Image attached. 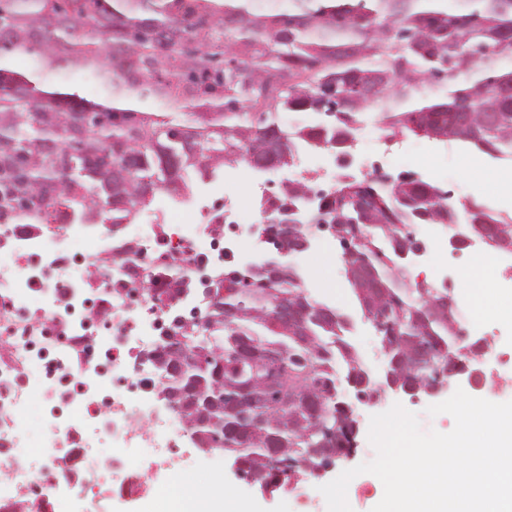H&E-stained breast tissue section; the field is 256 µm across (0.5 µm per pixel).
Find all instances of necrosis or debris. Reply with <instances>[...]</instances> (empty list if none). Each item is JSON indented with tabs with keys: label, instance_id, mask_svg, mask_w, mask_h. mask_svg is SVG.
Masks as SVG:
<instances>
[{
	"label": "necrosis or debris",
	"instance_id": "necrosis-or-debris-1",
	"mask_svg": "<svg viewBox=\"0 0 512 512\" xmlns=\"http://www.w3.org/2000/svg\"><path fill=\"white\" fill-rule=\"evenodd\" d=\"M461 170L472 202L512 209V170L466 154ZM252 166L216 175L201 195L169 197L130 235L87 233L45 223L36 207L0 212V512H44L58 483L87 487L95 470L112 473V496L153 488L132 448L176 459L193 441L189 422L166 404L147 350L167 340L165 307L145 293L160 271L198 283L239 262L245 250L291 256L268 232L266 198ZM491 174L490 184L479 175ZM40 403L41 437L26 413ZM104 442L89 459L92 440Z\"/></svg>",
	"mask_w": 512,
	"mask_h": 512
}]
</instances>
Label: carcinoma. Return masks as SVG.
I'll return each mask as SVG.
<instances>
[{
	"label": "carcinoma",
	"mask_w": 512,
	"mask_h": 512,
	"mask_svg": "<svg viewBox=\"0 0 512 512\" xmlns=\"http://www.w3.org/2000/svg\"><path fill=\"white\" fill-rule=\"evenodd\" d=\"M0 0V54H34L42 74L72 67L99 78L110 97L148 90L176 106L201 108L193 119L165 122L130 108L86 104L76 95L37 88L0 57V208L47 201L45 221L60 209L76 223L128 224L147 191L185 192L193 172L203 180L226 163L257 167L270 160L276 141L291 154L288 133L264 108L307 112L297 130L334 147L346 143L361 115L384 104L390 135L445 137L487 155L512 156V70L494 59L512 58V0ZM477 68L475 79L456 86ZM380 79L369 101L358 87ZM448 84V95L413 106L427 85ZM499 121L484 126L481 115ZM301 185L286 186L272 202L285 217ZM440 188L408 181L390 190L376 179L344 181L328 212L340 227L363 209L366 231L355 245L363 262L349 282L366 315L399 326L401 337L383 345L403 382L421 380L413 353L427 345L448 372L469 346L454 329L452 310L433 300L446 288L420 292L405 282L394 256L413 244L407 224H445L456 211ZM371 197L367 202L365 197ZM474 217L512 237V224L479 210ZM299 274L284 266L274 274H245L233 264L213 283L212 310L202 331L184 330L177 309L184 283L160 288L167 296L176 336L145 354L164 379V397L193 423L197 448H220L261 488H283L319 463L311 449L341 448L350 416L338 408L336 360L346 381L367 376L356 354L340 342L346 317L324 316L306 296ZM303 305L293 330L272 321L275 303ZM237 316L224 321V308ZM182 343L187 354L170 350ZM284 373L298 402L280 404L266 385Z\"/></svg>",
	"instance_id": "1"
}]
</instances>
